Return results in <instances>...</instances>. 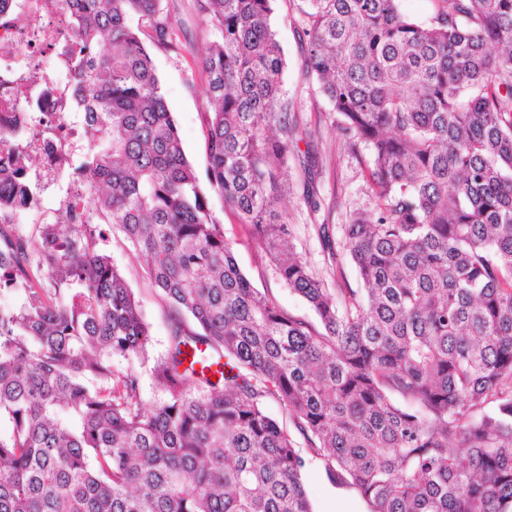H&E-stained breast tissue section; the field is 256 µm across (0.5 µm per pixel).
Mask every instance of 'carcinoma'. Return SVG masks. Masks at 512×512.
Wrapping results in <instances>:
<instances>
[{
  "instance_id": "carcinoma-1",
  "label": "carcinoma",
  "mask_w": 512,
  "mask_h": 512,
  "mask_svg": "<svg viewBox=\"0 0 512 512\" xmlns=\"http://www.w3.org/2000/svg\"><path fill=\"white\" fill-rule=\"evenodd\" d=\"M61 2L85 182L145 260L167 347L148 404L149 326L97 227L6 223L36 158L0 162V288L21 291L0 310V512H313L308 456L369 512H512V0H434L428 26L399 0H292L374 200L344 225L364 287L335 293L281 207L299 127L274 0H198L221 34L207 190L147 48L176 47L163 0ZM209 190L317 323L242 272Z\"/></svg>"
}]
</instances>
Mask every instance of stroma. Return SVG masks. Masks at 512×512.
Segmentation results:
<instances>
[{"label": "stroma", "instance_id": "stroma-1", "mask_svg": "<svg viewBox=\"0 0 512 512\" xmlns=\"http://www.w3.org/2000/svg\"><path fill=\"white\" fill-rule=\"evenodd\" d=\"M177 34L176 49L150 46L157 73L172 113L187 158L198 176H205L208 167L206 128L202 114L206 110L205 76L200 60L206 48L219 37L209 18L200 13L195 0H164ZM286 57L284 73L285 99L295 114L300 128L311 131L310 141H299L300 154L316 155L318 164L304 171L298 159L289 161L283 175V202L291 218V242L310 270L322 279L326 287H335L344 279L348 287H359L360 281L349 262L344 247L343 226L354 212L373 213L374 201L366 186L360 165L343 148V136L336 127V116L326 100L317 92L305 71L306 39L291 0H276L271 17ZM89 146L85 143L66 144L63 148L62 178L47 186L38 170L29 177L35 203L19 212L15 222L28 230L38 224L42 212L57 209L69 187L73 172L81 166ZM85 204L92 210L93 224L99 225V246L124 274L137 299L152 336L149 355L163 354L167 346V308L156 296L145 273V264L137 258L116 226L102 223L95 210L96 196L87 193ZM209 205L214 218L224 227L233 244L237 262L256 288L272 292L280 305L292 315L306 321L316 316L309 305L281 281L274 266L262 258L255 243L249 241L242 226L225 209L223 200L210 195ZM304 480L315 512H367L366 504L349 488L332 485L322 464L308 460Z\"/></svg>", "mask_w": 512, "mask_h": 512}]
</instances>
